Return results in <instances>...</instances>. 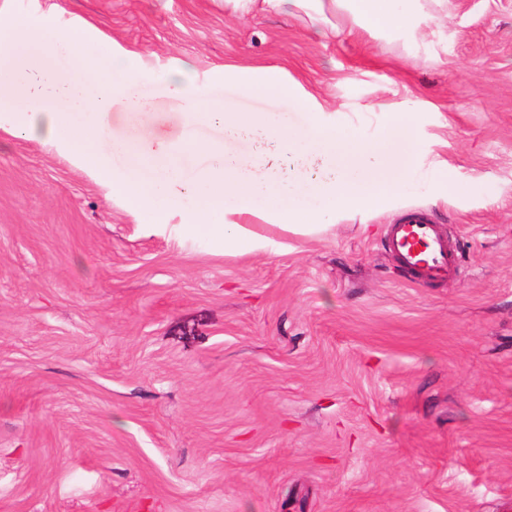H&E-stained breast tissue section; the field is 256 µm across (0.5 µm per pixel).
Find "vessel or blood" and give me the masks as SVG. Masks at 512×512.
Segmentation results:
<instances>
[{
  "mask_svg": "<svg viewBox=\"0 0 512 512\" xmlns=\"http://www.w3.org/2000/svg\"><path fill=\"white\" fill-rule=\"evenodd\" d=\"M387 246L405 273L420 281L448 278L457 268V245L440 234L421 212H411L387 231Z\"/></svg>",
  "mask_w": 512,
  "mask_h": 512,
  "instance_id": "1",
  "label": "vessel or blood"
}]
</instances>
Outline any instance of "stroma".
I'll return each mask as SVG.
<instances>
[{"mask_svg":"<svg viewBox=\"0 0 512 512\" xmlns=\"http://www.w3.org/2000/svg\"><path fill=\"white\" fill-rule=\"evenodd\" d=\"M426 34L318 37L305 16L224 0H0L17 20L90 23L157 72L277 65L340 126L412 110L422 169L386 209L265 252H225L113 199L94 167L0 127V512H504L512 503V0H444ZM298 130L270 95L208 88ZM144 127L224 140L137 84ZM245 168L332 177L239 138ZM422 211L459 273L423 283L386 231Z\"/></svg>","mask_w":512,"mask_h":512,"instance_id":"obj_1","label":"stroma"}]
</instances>
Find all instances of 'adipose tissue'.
<instances>
[{"label": "adipose tissue", "mask_w": 512, "mask_h": 512, "mask_svg": "<svg viewBox=\"0 0 512 512\" xmlns=\"http://www.w3.org/2000/svg\"><path fill=\"white\" fill-rule=\"evenodd\" d=\"M419 2L224 0V8L244 16L259 5L268 12L304 14L321 34L346 30L373 36L429 26L434 16ZM142 80L181 99L187 124L218 121L234 135L265 122L254 112H221L219 101L204 95L186 72H152L116 41L94 39L89 26L17 22L0 15V122L24 137L54 140L90 161L113 194L154 222L182 212L188 230L221 241L225 251L267 250L268 239L253 227L257 221L304 233L339 215L384 209L416 174L421 142L413 113H393L376 139L365 140L358 130L330 122L318 98L276 65L219 66L207 81L273 94L304 112L306 128L280 134L281 145L291 154L328 160L335 168L333 180L302 183L291 170L271 179L260 170L242 169L230 143L209 145L191 138L182 141L181 152L208 160L192 184L174 169L154 177L135 167L114 171L112 155L124 144L105 134L102 120L116 106L132 107V88Z\"/></svg>", "instance_id": "obj_1"}]
</instances>
